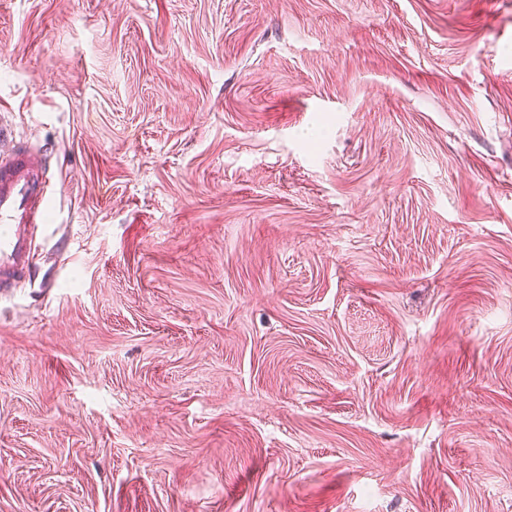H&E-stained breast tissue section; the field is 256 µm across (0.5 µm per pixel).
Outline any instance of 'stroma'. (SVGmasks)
<instances>
[{"label": "stroma", "mask_w": 512, "mask_h": 512, "mask_svg": "<svg viewBox=\"0 0 512 512\" xmlns=\"http://www.w3.org/2000/svg\"><path fill=\"white\" fill-rule=\"evenodd\" d=\"M0 124V512H512V0H0ZM49 162L0 126V295L30 276L36 230L46 226Z\"/></svg>", "instance_id": "35a3bbf8"}]
</instances>
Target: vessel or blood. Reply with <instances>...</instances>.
<instances>
[{
  "instance_id": "vessel-or-blood-1",
  "label": "vessel or blood",
  "mask_w": 512,
  "mask_h": 512,
  "mask_svg": "<svg viewBox=\"0 0 512 512\" xmlns=\"http://www.w3.org/2000/svg\"><path fill=\"white\" fill-rule=\"evenodd\" d=\"M49 162L0 129V295L29 277L35 233L45 226Z\"/></svg>"
}]
</instances>
